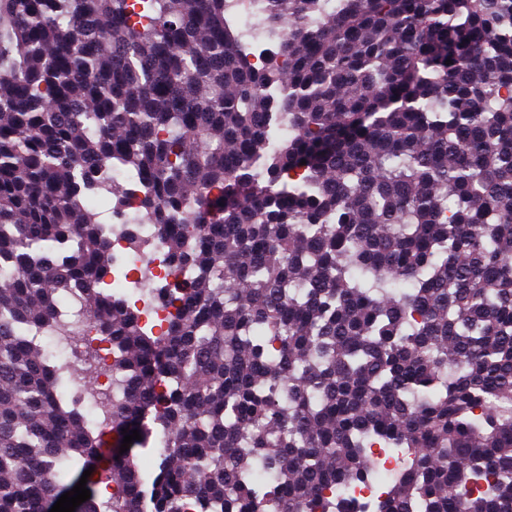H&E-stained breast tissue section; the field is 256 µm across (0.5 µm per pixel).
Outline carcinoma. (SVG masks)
I'll use <instances>...</instances> for the list:
<instances>
[{
    "instance_id": "1",
    "label": "carcinoma",
    "mask_w": 512,
    "mask_h": 512,
    "mask_svg": "<svg viewBox=\"0 0 512 512\" xmlns=\"http://www.w3.org/2000/svg\"><path fill=\"white\" fill-rule=\"evenodd\" d=\"M243 2L0 0V512L149 409L80 512H512V0H264L258 55ZM95 199L188 273L160 333ZM88 341L94 346L99 355L100 361V373L102 377L105 378L103 383H100L99 388L101 390H106L112 385V351L111 348L107 344H99L97 342L100 341L99 336L97 335L95 330H90L88 332V336H86Z\"/></svg>"
}]
</instances>
